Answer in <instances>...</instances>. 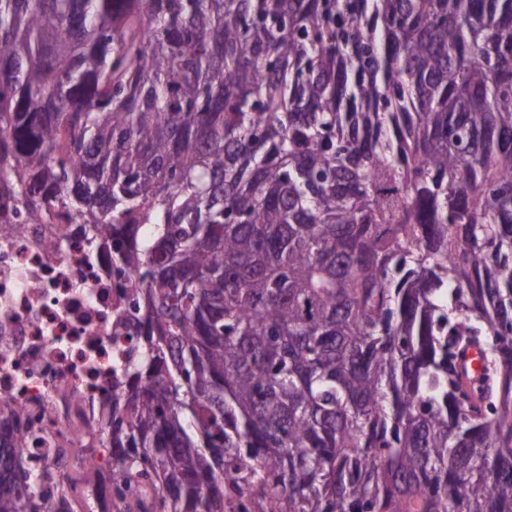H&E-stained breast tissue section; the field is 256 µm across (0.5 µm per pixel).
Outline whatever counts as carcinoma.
Instances as JSON below:
<instances>
[{"label":"carcinoma","mask_w":512,"mask_h":512,"mask_svg":"<svg viewBox=\"0 0 512 512\" xmlns=\"http://www.w3.org/2000/svg\"><path fill=\"white\" fill-rule=\"evenodd\" d=\"M2 172L123 237L115 512H512V0H0Z\"/></svg>","instance_id":"obj_1"}]
</instances>
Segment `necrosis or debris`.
Wrapping results in <instances>:
<instances>
[{"label": "necrosis or debris", "mask_w": 512, "mask_h": 512, "mask_svg": "<svg viewBox=\"0 0 512 512\" xmlns=\"http://www.w3.org/2000/svg\"><path fill=\"white\" fill-rule=\"evenodd\" d=\"M25 197L0 206V445L16 448L46 496L70 492L95 449L111 468L107 411L129 380L123 364L135 280L84 219L54 207L31 220Z\"/></svg>", "instance_id": "necrosis-or-debris-1"}]
</instances>
